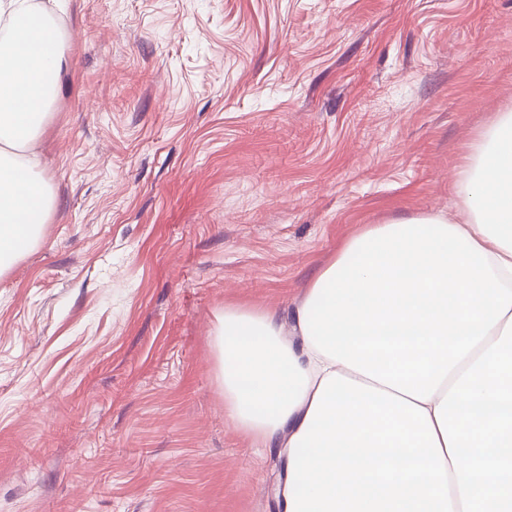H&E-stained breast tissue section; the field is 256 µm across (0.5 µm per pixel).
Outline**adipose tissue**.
<instances>
[{
    "label": "adipose tissue",
    "mask_w": 512,
    "mask_h": 512,
    "mask_svg": "<svg viewBox=\"0 0 512 512\" xmlns=\"http://www.w3.org/2000/svg\"><path fill=\"white\" fill-rule=\"evenodd\" d=\"M0 0V273L54 206L36 141L64 53L51 14ZM453 213L344 242L292 307L225 308L214 375L284 462L279 512H501L512 504V111L479 132Z\"/></svg>",
    "instance_id": "ef3b65f1"
}]
</instances>
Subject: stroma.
I'll use <instances>...</instances> for the list:
<instances>
[{
  "label": "stroma",
  "mask_w": 512,
  "mask_h": 512,
  "mask_svg": "<svg viewBox=\"0 0 512 512\" xmlns=\"http://www.w3.org/2000/svg\"><path fill=\"white\" fill-rule=\"evenodd\" d=\"M55 24V207L0 273V512H276L215 316L453 210L512 109V0H64Z\"/></svg>",
  "instance_id": "stroma-1"
}]
</instances>
